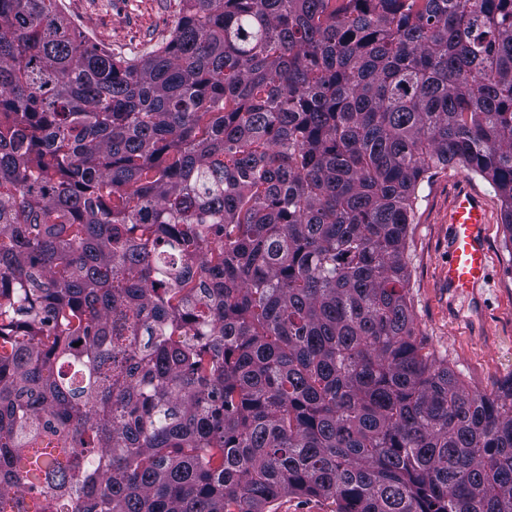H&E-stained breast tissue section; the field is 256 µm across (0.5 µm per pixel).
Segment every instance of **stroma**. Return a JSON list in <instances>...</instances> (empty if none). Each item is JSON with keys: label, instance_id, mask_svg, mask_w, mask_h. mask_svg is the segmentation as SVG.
<instances>
[{"label": "stroma", "instance_id": "stroma-1", "mask_svg": "<svg viewBox=\"0 0 512 512\" xmlns=\"http://www.w3.org/2000/svg\"><path fill=\"white\" fill-rule=\"evenodd\" d=\"M58 5L99 45L126 56L164 43L181 17L179 0H58ZM463 182L484 196L488 209L491 285L478 312L464 301L449 302L443 282L448 206ZM418 195L405 251L417 338L426 352L447 359L471 389L495 391L512 377V254L501 202L486 180L459 166L438 170Z\"/></svg>", "mask_w": 512, "mask_h": 512}]
</instances>
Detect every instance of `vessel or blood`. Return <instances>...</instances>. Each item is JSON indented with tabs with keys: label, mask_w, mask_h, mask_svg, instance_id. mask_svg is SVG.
<instances>
[{
	"label": "vessel or blood",
	"mask_w": 512,
	"mask_h": 512,
	"mask_svg": "<svg viewBox=\"0 0 512 512\" xmlns=\"http://www.w3.org/2000/svg\"><path fill=\"white\" fill-rule=\"evenodd\" d=\"M487 222L483 197L469 186L460 185L448 208L445 285L451 297H471L489 283Z\"/></svg>",
	"instance_id": "b4317fda"
}]
</instances>
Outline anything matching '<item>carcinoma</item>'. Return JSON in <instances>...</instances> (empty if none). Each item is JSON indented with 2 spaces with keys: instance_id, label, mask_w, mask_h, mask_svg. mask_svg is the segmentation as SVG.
Listing matches in <instances>:
<instances>
[{
  "instance_id": "carcinoma-1",
  "label": "carcinoma",
  "mask_w": 512,
  "mask_h": 512,
  "mask_svg": "<svg viewBox=\"0 0 512 512\" xmlns=\"http://www.w3.org/2000/svg\"><path fill=\"white\" fill-rule=\"evenodd\" d=\"M179 4L127 58L0 0V512H512L404 257L454 165L512 244V0ZM277 512H331L326 501L317 498L287 496L280 499Z\"/></svg>"
}]
</instances>
